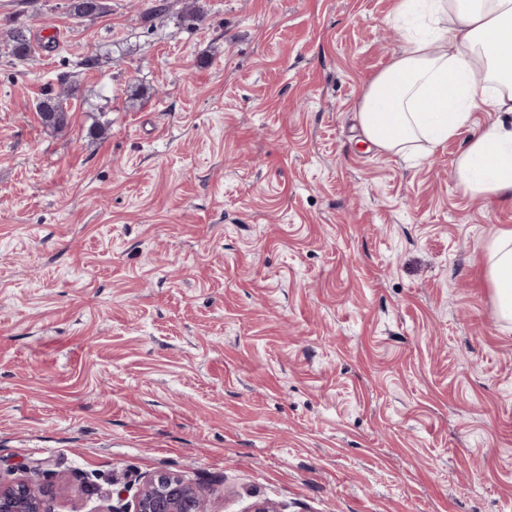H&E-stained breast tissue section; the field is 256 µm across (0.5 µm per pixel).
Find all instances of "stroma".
Returning a JSON list of instances; mask_svg holds the SVG:
<instances>
[{
	"label": "stroma",
	"instance_id": "stroma-1",
	"mask_svg": "<svg viewBox=\"0 0 512 512\" xmlns=\"http://www.w3.org/2000/svg\"><path fill=\"white\" fill-rule=\"evenodd\" d=\"M156 2L0 0V38L62 35L0 54V482L39 469L50 512L159 469L219 512H512V196L460 185L466 136L364 137L395 0ZM7 53L17 59L28 56L31 45L27 37L25 28L19 27L12 29L7 35L6 42ZM68 94L48 96L38 103V112L42 123L54 130L64 129L69 121V112L66 108ZM488 279L494 289L496 307L512 320V230L503 231L493 242L487 261Z\"/></svg>",
	"mask_w": 512,
	"mask_h": 512
}]
</instances>
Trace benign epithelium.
<instances>
[{"mask_svg": "<svg viewBox=\"0 0 512 512\" xmlns=\"http://www.w3.org/2000/svg\"><path fill=\"white\" fill-rule=\"evenodd\" d=\"M47 488L40 482L39 471L18 482L0 484V512H47ZM128 511L124 507L112 512H209L205 491L186 482L181 476L156 472L143 480L133 495Z\"/></svg>", "mask_w": 512, "mask_h": 512, "instance_id": "obj_1", "label": "benign epithelium"}]
</instances>
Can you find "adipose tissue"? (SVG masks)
Returning a JSON list of instances; mask_svg holds the SVG:
<instances>
[{
	"mask_svg": "<svg viewBox=\"0 0 512 512\" xmlns=\"http://www.w3.org/2000/svg\"><path fill=\"white\" fill-rule=\"evenodd\" d=\"M423 21L424 34L407 29ZM403 44L358 105L364 137L406 157L470 132L457 159L460 184L474 194H512V0H397ZM477 112L494 120L475 127ZM496 307L512 320V230L487 261Z\"/></svg>",
	"mask_w": 512,
	"mask_h": 512,
	"instance_id": "ef3b65f1",
	"label": "adipose tissue"
}]
</instances>
